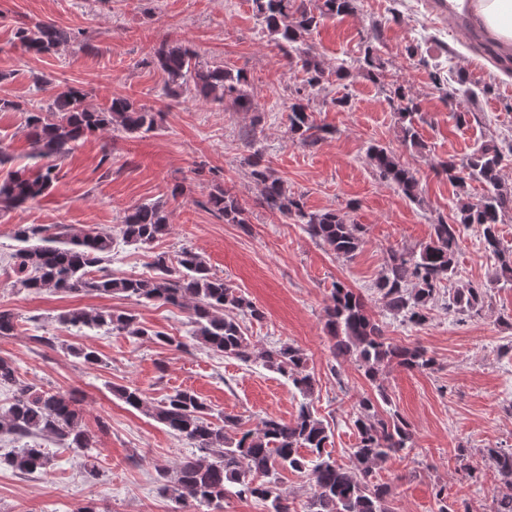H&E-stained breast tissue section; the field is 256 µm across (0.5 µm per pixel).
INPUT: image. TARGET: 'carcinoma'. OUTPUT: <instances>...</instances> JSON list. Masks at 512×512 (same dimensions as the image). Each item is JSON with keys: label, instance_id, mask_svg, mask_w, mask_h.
<instances>
[{"label": "carcinoma", "instance_id": "obj_1", "mask_svg": "<svg viewBox=\"0 0 512 512\" xmlns=\"http://www.w3.org/2000/svg\"><path fill=\"white\" fill-rule=\"evenodd\" d=\"M253 4L257 20L276 36L287 64L306 75V86L319 85L324 69L306 47V36L327 17L353 13L357 0H253ZM15 37L25 52L34 55L54 53L74 40L66 30L43 21L18 28ZM379 42L381 35L376 31L373 42L365 49L367 74L373 81L389 86L388 100L400 115L403 142L422 149L416 129V122L422 119L419 105L398 79H386L377 54ZM155 62L166 73L167 89L173 94L192 91L212 102H228L242 112L255 109L243 71L204 63L185 42L162 46L155 52ZM456 83L458 87L448 90L437 78L435 88L446 99L463 95L474 103L477 93L466 87V78L459 74ZM87 98V92L75 87L57 93L45 107L24 109L14 100L0 98V112H28L26 129L35 148L34 157L49 160L34 171L13 170L0 180L1 209L21 208L47 195L56 178V162L69 155L87 135L113 126L131 134L156 128L155 113L129 98L113 97L98 108L89 106ZM330 134L332 131L316 123L305 98L297 97L288 105L291 140L312 145ZM507 154L512 156V145L505 152L491 140L480 144L461 165L452 159L441 164L448 179L460 188H465L468 181L479 183L483 196L476 204L461 203L450 220H438L433 225V237L420 249L393 250L388 254L374 288L390 311L414 325L426 322L429 303L452 283L461 232L471 226L479 229L486 250L497 259L493 281L512 284V247L504 246L499 235L502 216L512 210V192L503 188L500 179ZM368 158L381 178L393 183L409 200H418V179L393 150L372 146ZM251 167L261 203L269 212L302 225L310 238L336 257L349 260L356 256L363 241L361 225L334 211L307 209L260 161H252ZM207 205L227 224L247 223L242 205L221 189L210 195ZM168 229L169 217L163 206L144 203L127 211L120 233L127 243L147 245ZM15 236L23 243L13 254L15 284L20 287L35 293L46 289L58 293H121L139 302L188 308L193 337L206 348L242 362L256 356L266 367L288 376L302 396L313 393L315 379L307 370L308 359L303 350L284 345L255 353L239 321L226 315V311L240 310L256 320L264 317L263 312L224 278L212 273L198 253L183 250L175 266L165 256H155L154 276L150 278L114 277L110 273L94 276L92 268L112 251V236L95 229L64 234L55 225L35 224L18 225ZM32 239L38 243L30 244ZM482 295L479 285L450 288L448 308L460 314L477 312ZM63 323L89 329L106 325L117 335L182 346L175 338L140 323L130 312L75 309L64 316ZM325 329L334 358L355 362L387 404L390 400L381 382L383 368L392 364L418 372L434 368L435 360L425 348L397 344L386 337L367 313L362 296L342 283L335 284L331 291L325 308ZM1 385L16 386L13 402L0 412L1 432L20 438L51 436L75 452L91 453L90 437L81 428L70 398L19 381L13 362L4 357H0ZM114 393L201 451L181 460L173 472L160 475V490L175 502L177 512L186 508L205 507L210 512L224 508L229 484H237L239 493L265 502L267 512H294L266 480L279 468L303 473L311 483L313 492L303 512H393L391 488L372 481V467L408 455L415 444L411 424L395 409L379 411L373 397L358 401L354 462L347 467L326 451L328 426L305 404L293 420L268 418L254 433L241 430V419L231 415L222 414L219 422H213L209 406L189 389H175L157 402L135 386H121ZM483 456L494 477L495 512H512V448H487ZM48 464L44 449L35 445L0 456V468L21 473L42 470ZM457 468L471 480L480 479L481 471L470 464L463 448L457 454Z\"/></svg>", "mask_w": 512, "mask_h": 512}]
</instances>
